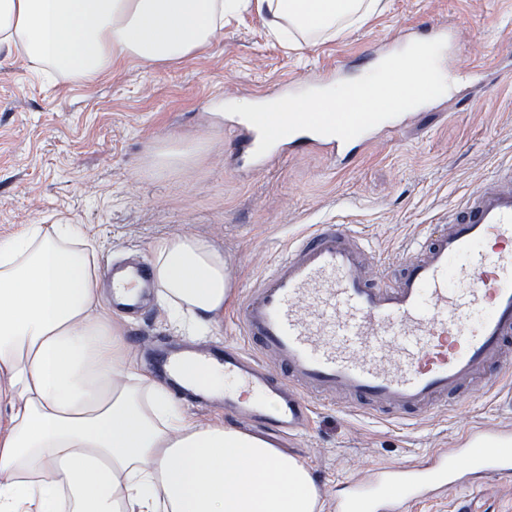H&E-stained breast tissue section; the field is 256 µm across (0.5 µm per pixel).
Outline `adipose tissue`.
Here are the masks:
<instances>
[{"label":"adipose tissue","instance_id":"adipose-tissue-1","mask_svg":"<svg viewBox=\"0 0 512 512\" xmlns=\"http://www.w3.org/2000/svg\"><path fill=\"white\" fill-rule=\"evenodd\" d=\"M276 34L316 42L372 0H253ZM235 0H0V53L51 78L204 52ZM170 320L213 332L225 258L207 240L152 246ZM308 468L266 440L189 421L133 364L105 311L96 248L78 224L0 235V512H313Z\"/></svg>","mask_w":512,"mask_h":512}]
</instances>
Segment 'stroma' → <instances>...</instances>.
Here are the masks:
<instances>
[{
    "label": "stroma",
    "instance_id": "1",
    "mask_svg": "<svg viewBox=\"0 0 512 512\" xmlns=\"http://www.w3.org/2000/svg\"><path fill=\"white\" fill-rule=\"evenodd\" d=\"M435 21L454 27L461 65L471 71L446 70L451 88L476 87L494 43L512 32V0H380L362 24L292 46L244 2L201 55L172 65L129 62L90 81L49 84L22 56H0V234L25 224L82 225L103 272L115 260H150L158 239L202 237L231 259L246 289L310 225L347 222L375 262L400 270L469 193L512 168V72L498 73L495 90L478 102L463 96L442 109L417 108L342 169L324 154L299 151L240 174L230 155L237 133L214 112L221 103L261 100L317 68L340 63L356 73L373 40ZM174 141L198 151L182 165L156 168L154 153ZM123 329L145 372L160 342L237 339L225 315L212 333L189 337L154 302ZM511 394L505 375L454 409L438 406L403 423L356 415L330 395L316 399L306 430L278 446L328 481L358 479L455 447L483 421L512 429V413L499 405ZM404 512H512V478L443 490Z\"/></svg>",
    "mask_w": 512,
    "mask_h": 512
}]
</instances>
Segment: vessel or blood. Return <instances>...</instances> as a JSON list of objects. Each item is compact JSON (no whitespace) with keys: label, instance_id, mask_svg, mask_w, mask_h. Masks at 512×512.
<instances>
[{"label":"vessel or blood","instance_id":"b4317fda","mask_svg":"<svg viewBox=\"0 0 512 512\" xmlns=\"http://www.w3.org/2000/svg\"><path fill=\"white\" fill-rule=\"evenodd\" d=\"M240 131L241 171L272 164L290 147H313L337 167L366 147L369 133L344 141L298 131L256 155L258 130ZM225 306L239 340L205 352L160 345L152 365L171 392L192 404L223 403L225 417L252 415L267 430L293 434L312 420V399L340 392L357 409L387 419L455 407L476 380L512 369V170L466 199L453 223L435 225L400 274L369 264L349 224H317L290 244L249 289L226 276ZM154 286L148 262L112 269V307L139 319ZM284 373L268 375L264 353ZM199 359L224 374V394L187 385L185 363ZM452 452L374 469L369 482L336 485L338 512H384L391 499L417 500L464 474L512 476V432L481 424Z\"/></svg>","mask_w":512,"mask_h":512}]
</instances>
